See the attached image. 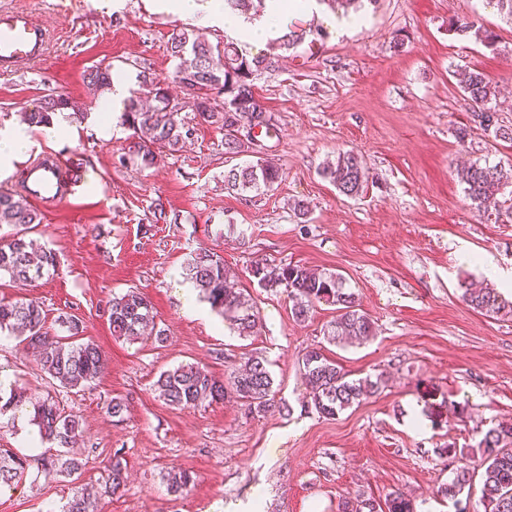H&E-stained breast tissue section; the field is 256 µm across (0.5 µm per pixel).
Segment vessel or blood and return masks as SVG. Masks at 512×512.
I'll return each mask as SVG.
<instances>
[{
  "instance_id": "b4317fda",
  "label": "vessel or blood",
  "mask_w": 512,
  "mask_h": 512,
  "mask_svg": "<svg viewBox=\"0 0 512 512\" xmlns=\"http://www.w3.org/2000/svg\"><path fill=\"white\" fill-rule=\"evenodd\" d=\"M53 35L34 15L22 8L0 6V74L9 75L45 61ZM78 158L53 152L41 154L24 168L28 200L58 206L77 193L71 177Z\"/></svg>"
}]
</instances>
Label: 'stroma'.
Wrapping results in <instances>:
<instances>
[{
  "mask_svg": "<svg viewBox=\"0 0 512 512\" xmlns=\"http://www.w3.org/2000/svg\"><path fill=\"white\" fill-rule=\"evenodd\" d=\"M30 10L56 42L44 63L0 75V127L19 123L51 91L90 103L83 76L100 62L136 79L140 71L170 76L167 50L182 18L151 11L148 0H6ZM368 22L342 38L329 33L334 10L320 5L298 16L305 28L328 35L280 53L256 79V91L276 128L260 137L261 152L224 153L222 135L194 112L191 143L161 153L149 167L123 157L130 131L117 124L99 134L100 113L65 115V132L47 137L30 128V156L75 153L88 164L78 199L41 208L29 236L54 254V274L24 286L0 278V300L33 299L49 327L62 315L83 323V338L106 355L90 385L70 390L41 371L19 338L0 335V377L20 381L32 394L52 396L77 416L82 436L72 452L82 467L71 477L37 476L28 441L38 432L29 406L0 417V449L27 456L22 481L0 488V512H57L79 490L93 494L98 512H224L262 489L263 512H341L347 497L382 498L392 491L414 512H477L482 481L473 476L457 497L444 495L461 461L447 447L477 446L491 427L512 423V317H487L463 300L468 282H498L460 259L461 248L493 256L512 268V222L494 223L470 209L457 171L478 161L512 163V142L475 130L458 141L471 112L457 84L461 67L483 71L497 94L495 117L512 128V17L488 0H363ZM469 15L495 32L497 51L448 22ZM354 151L369 171L358 196L340 194L322 175L339 153ZM266 158L281 178L270 190L236 195L224 171ZM305 201L309 212L296 217ZM208 248L224 259L262 320L257 335L241 338L221 326L219 314L184 313L183 268L190 254ZM299 264L343 274L374 322L362 345L326 343L336 317L320 306L305 322L291 316L284 291L260 288L250 275L255 260ZM146 294L167 340L128 342L113 337L108 308L113 295ZM360 377L382 376L381 391L332 418L308 406L298 360L309 347ZM272 363L287 411L246 414L236 398L176 409L153 387L159 374L199 364L225 377L244 354ZM122 398L126 411L106 409ZM464 415L449 419L448 405ZM426 423L411 427V414ZM127 462L124 491L106 495L113 456ZM192 483L170 493L171 468Z\"/></svg>",
  "mask_w": 512,
  "mask_h": 512,
  "instance_id": "obj_1",
  "label": "stroma"
}]
</instances>
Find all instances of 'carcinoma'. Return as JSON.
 Instances as JSON below:
<instances>
[{
	"label": "carcinoma",
	"mask_w": 512,
	"mask_h": 512,
	"mask_svg": "<svg viewBox=\"0 0 512 512\" xmlns=\"http://www.w3.org/2000/svg\"><path fill=\"white\" fill-rule=\"evenodd\" d=\"M266 8V0H224V10L247 12L249 17L259 16ZM457 33H473L476 40L491 51L497 50V35L475 26L467 17H458L450 23ZM310 44L324 38L320 30H303L289 25L288 33L277 38L271 49L295 47L306 36ZM168 52L175 62L172 81L189 91L191 110L205 123L217 125L224 132V154L242 152L241 144L232 136V128L241 119H249V127L270 130L267 120L270 113L260 103L254 84L255 77L271 65L267 54L249 56L239 43L226 36L211 43L193 27H181L172 32ZM88 85L99 94L112 93V66L101 63L90 67L86 74ZM459 84L464 100L470 106L475 128L495 140L512 141V129L498 124L492 100L495 89L488 77L475 69L459 72ZM220 96L231 107L229 112H211L208 104L213 96ZM171 95L169 82L143 71L140 89L133 90L124 100L122 124L132 131L129 136L128 154L143 166L154 163L157 154L176 152L191 136L192 127L177 119L178 111L169 107ZM71 109L70 97L55 91L44 100L40 109L21 113L29 126H47L53 115ZM324 178L347 197L358 195L367 181V171L360 157L352 152L342 153L336 161L324 167ZM464 184L466 199L471 209L487 217H500L502 212L512 215V205L503 201L506 189L512 187V169L502 166L470 164L458 172ZM277 167L262 161L246 166H234L224 171L225 189L243 194L249 191L270 189L278 182ZM40 213L16 191H0V224H9L15 232L8 239L0 238V276L22 282H34L55 270V257L50 251L39 250L27 241L30 226L40 223ZM186 278L200 289L203 298L218 310L229 328L239 336L256 333L258 317L249 299L230 281L224 259L208 250L195 253L186 263ZM251 276L257 285L268 289L279 288L288 292L291 314L295 321L308 320L321 305L336 307V319L330 322L324 335L330 343L345 336L363 342L373 335V322L362 311L355 293L345 288L344 278L297 264H272L257 261L251 266ZM463 300L474 311L495 317L512 314V303L505 301L492 288H465ZM66 335L55 336L46 328V313L42 305L33 300L0 301V332H16L23 337L26 348L37 353L41 370L65 388H83L100 377L105 368L102 350L91 340L79 338L81 321L74 315L58 317ZM112 336L134 341L148 334L158 343L167 340L164 330L154 326L152 305L148 297L136 290H129L112 298L109 308ZM303 382L311 398L310 404L325 417L361 403L379 392L382 377L366 375L354 378L335 360L325 355L323 347L306 351L299 362ZM274 379L267 360L258 355L244 358L240 367L227 379L216 377L205 367L180 365L162 372L155 382L158 396L166 404L180 409L196 407L204 402L222 401L232 395L242 401L251 414H262L278 407ZM29 403L32 422L37 426L42 440L67 448L81 436L79 420L65 415L52 397L32 399L27 388L13 382L9 395H0V415L12 408ZM480 455L483 488L482 512H512V427L499 426L489 429L477 448H450L455 456ZM26 460L9 453L0 455V485L19 481L25 472ZM81 467L75 456L57 453L44 458V476L71 475ZM126 464L119 455L112 459L106 488L116 495L122 492L126 481ZM472 478L468 468H460L446 493L454 497ZM192 476L184 470H171L167 475L168 488L173 493L182 491ZM62 512H96L89 498L76 492L65 504ZM341 512H413L412 504L402 494L391 492L379 502L372 498L346 499Z\"/></svg>",
	"instance_id": "obj_1"
}]
</instances>
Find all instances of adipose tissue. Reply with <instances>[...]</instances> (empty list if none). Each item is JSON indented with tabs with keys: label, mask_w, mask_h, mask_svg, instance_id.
<instances>
[{
	"label": "adipose tissue",
	"mask_w": 512,
	"mask_h": 512,
	"mask_svg": "<svg viewBox=\"0 0 512 512\" xmlns=\"http://www.w3.org/2000/svg\"><path fill=\"white\" fill-rule=\"evenodd\" d=\"M153 3L166 13L224 28L246 47L259 46L283 35L292 14L316 7V0H268L263 16L248 19L226 14L223 0H153Z\"/></svg>",
	"instance_id": "obj_1"
}]
</instances>
